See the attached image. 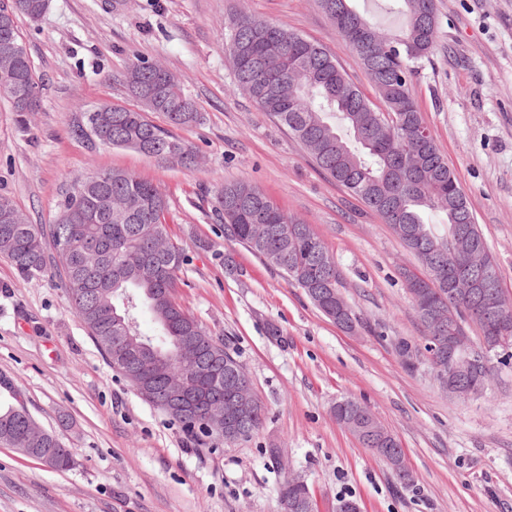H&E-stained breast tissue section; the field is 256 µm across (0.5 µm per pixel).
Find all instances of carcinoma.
Listing matches in <instances>:
<instances>
[{
	"instance_id": "carcinoma-1",
	"label": "carcinoma",
	"mask_w": 512,
	"mask_h": 512,
	"mask_svg": "<svg viewBox=\"0 0 512 512\" xmlns=\"http://www.w3.org/2000/svg\"><path fill=\"white\" fill-rule=\"evenodd\" d=\"M337 31L358 56L382 106H376L349 82L335 57L298 33L266 20L240 16L229 20L227 50L236 67V88L246 93L259 109L285 126L308 151L316 166L360 199L384 224L393 213L403 223L426 231L419 246L403 236L401 241L421 270L402 272L417 315L438 345L439 338L423 308L429 295L448 289L434 278L435 265L450 263L468 241L455 236L457 224L470 223L472 238L489 250L475 223L467 197L441 155L434 138L421 149L414 126L425 125L422 112L410 92L411 77L429 58L435 45V0H387L389 10L403 18L396 36L416 46L412 56L386 46L385 33L349 5V0H318ZM44 15L43 0H0V54L15 46L20 52L0 72V96L8 98L20 118L21 97L38 88L17 20L30 17L25 6ZM159 67L135 59L125 73L143 88L135 95L141 108L130 120L123 112L81 111L71 125L75 136L90 144L130 148L150 157L170 160L191 169L196 166L194 148L148 119L160 112L172 127L197 124L201 114L180 84L158 78ZM212 208L224 224V238L249 249L266 265L282 272L302 288L326 317L332 313L318 303L319 295L338 289L341 272L309 225L284 213L257 186L237 182L217 188ZM11 220L1 219L4 211ZM429 213L442 217L438 230L425 220ZM168 204L157 187L118 169L89 167L77 176L58 203L52 224H32L9 198L0 196V256L9 260L25 279L56 278L66 292L73 313L110 365L125 357L135 379L142 382L140 396L161 400L178 370L181 344L191 336H204L220 365L222 378L200 381L199 403L217 385L228 390L230 366L237 363L224 343L214 338L179 303L178 272L184 252L169 237ZM485 297L478 290L470 298L453 300L463 324H475L483 342L492 343L494 323L480 313ZM147 308L159 332L146 336L137 312ZM168 416L190 436L204 433L195 408ZM265 411L252 399L244 412L241 430L226 439L214 433L212 442H233L259 430ZM32 415L23 401L0 406V446L42 463L48 459L57 471L73 469L75 455L50 431L31 432ZM28 448H43L32 454ZM302 492L299 484L285 482L278 491L279 508L288 512L292 498Z\"/></svg>"
}]
</instances>
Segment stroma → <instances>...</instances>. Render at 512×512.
I'll use <instances>...</instances> for the list:
<instances>
[{"instance_id":"35a3bbf8","label":"stroma","mask_w":512,"mask_h":512,"mask_svg":"<svg viewBox=\"0 0 512 512\" xmlns=\"http://www.w3.org/2000/svg\"><path fill=\"white\" fill-rule=\"evenodd\" d=\"M436 45L412 94L463 188L512 298V0H436ZM321 45L362 90L357 56L317 0H51L18 29L41 107L19 126L0 98V195L34 224L53 223L72 179L94 166L152 182L184 250L178 300L248 375L265 419L220 447L186 436L112 370L51 278L25 280L0 257V404L21 399L73 449L58 472L0 447V512H279L285 480L306 484L316 512H512V360L485 397L449 398L426 363L407 366L399 339L425 329L400 276L412 258L392 231L321 172L298 141L235 87L224 26L237 14ZM168 68L203 115L179 128L192 170L132 149L89 151L70 132L77 110L131 109L123 76L135 59ZM248 182L310 224L336 262L359 318L346 333L302 288L224 239L215 187ZM232 254L236 274L224 270ZM365 403L398 440L401 482L331 412ZM279 449L271 457L270 449Z\"/></svg>"}]
</instances>
